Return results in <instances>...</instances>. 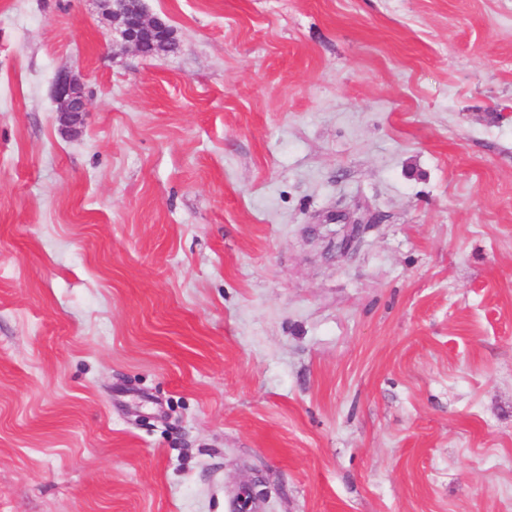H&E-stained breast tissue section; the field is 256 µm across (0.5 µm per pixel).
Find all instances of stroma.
<instances>
[{"instance_id": "1", "label": "stroma", "mask_w": 512, "mask_h": 512, "mask_svg": "<svg viewBox=\"0 0 512 512\" xmlns=\"http://www.w3.org/2000/svg\"><path fill=\"white\" fill-rule=\"evenodd\" d=\"M146 8L0 0V512H512V0ZM100 5L121 41L141 55L153 54L160 44L176 41L170 26L148 15L144 0H103ZM53 98L58 106L62 126L71 134H77V124L88 106L79 76L69 71L59 73L53 86Z\"/></svg>"}]
</instances>
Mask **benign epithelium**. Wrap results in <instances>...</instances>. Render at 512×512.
<instances>
[{
  "label": "benign epithelium",
  "mask_w": 512,
  "mask_h": 512,
  "mask_svg": "<svg viewBox=\"0 0 512 512\" xmlns=\"http://www.w3.org/2000/svg\"><path fill=\"white\" fill-rule=\"evenodd\" d=\"M100 5L121 41L141 55L151 54L159 45L175 39L170 26L148 15L145 0H101ZM53 98L62 126L72 134L78 133L77 124L88 106L79 76L69 71L59 73L53 86Z\"/></svg>",
  "instance_id": "obj_1"
}]
</instances>
